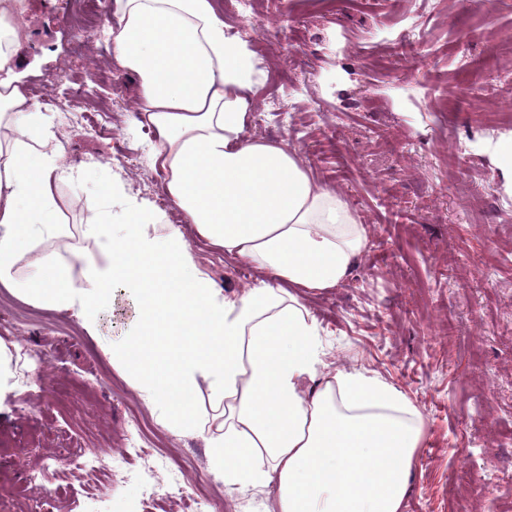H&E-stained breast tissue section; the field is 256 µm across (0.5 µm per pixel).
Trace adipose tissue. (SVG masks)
<instances>
[{
    "mask_svg": "<svg viewBox=\"0 0 512 512\" xmlns=\"http://www.w3.org/2000/svg\"><path fill=\"white\" fill-rule=\"evenodd\" d=\"M104 9L182 223L126 200L121 224L105 211L86 226L96 249L79 268L46 255L21 274L38 239L61 230L65 145L11 77L24 0H0V287L73 313L92 336L114 292L126 294L135 316L106 349L113 367L166 429L204 441L228 491L277 484L272 512H404L426 442L422 414L377 373L325 370L307 302L345 282L366 225L290 144L245 137L264 60L230 34L214 0H106ZM185 223L259 278L228 297L200 268Z\"/></svg>",
    "mask_w": 512,
    "mask_h": 512,
    "instance_id": "obj_1",
    "label": "adipose tissue"
}]
</instances>
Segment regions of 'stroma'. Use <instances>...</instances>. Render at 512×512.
<instances>
[{"mask_svg":"<svg viewBox=\"0 0 512 512\" xmlns=\"http://www.w3.org/2000/svg\"><path fill=\"white\" fill-rule=\"evenodd\" d=\"M73 0H28L22 63L66 144L64 167L85 177L55 189L67 233L44 236L35 256L68 264L93 251L83 236L97 209L72 206L102 176L125 198L152 203L163 175L152 135L136 124L133 79L116 69L106 37L78 32ZM230 32L264 60L247 136L287 141L317 182L338 189L368 227V246L339 288L310 299L329 367L380 373L415 403L427 439L404 512H512V0H270L254 20L219 0ZM483 27V35L470 31ZM91 74L98 133L64 124L53 101L67 75ZM478 95L464 96V87ZM111 99V111L97 113ZM468 152H459V144ZM140 164L128 165L131 156ZM110 162L109 172L100 163ZM187 238L202 270L227 292L256 275L246 263ZM134 306L117 295L91 337L69 313L0 288V345L44 357L42 396L17 378L0 383V512L25 489L32 512H167L164 464L179 460L211 495L210 512H271L276 485L227 493L210 472L201 438L175 434L113 368L102 345L128 329ZM148 420L133 465L122 438ZM102 462L96 486L62 478L25 488V470L78 449Z\"/></svg>","mask_w":512,"mask_h":512,"instance_id":"obj_1","label":"stroma"}]
</instances>
